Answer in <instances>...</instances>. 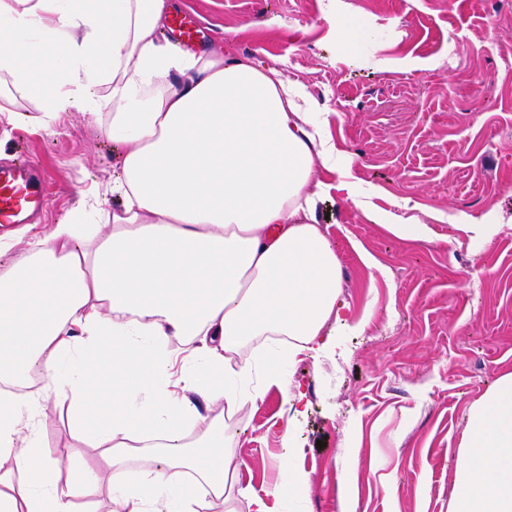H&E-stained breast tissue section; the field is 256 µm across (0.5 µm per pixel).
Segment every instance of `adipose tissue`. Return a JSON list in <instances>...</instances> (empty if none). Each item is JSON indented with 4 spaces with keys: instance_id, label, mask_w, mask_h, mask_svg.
<instances>
[{
    "instance_id": "1",
    "label": "adipose tissue",
    "mask_w": 512,
    "mask_h": 512,
    "mask_svg": "<svg viewBox=\"0 0 512 512\" xmlns=\"http://www.w3.org/2000/svg\"><path fill=\"white\" fill-rule=\"evenodd\" d=\"M169 19V0H0L8 118L30 104L45 129L71 108L103 123L121 198L102 225L74 210L0 272V512H78L104 491L110 512H200V487L227 503L225 411L348 329L316 221L315 168L336 161L317 101L250 57L160 40ZM258 336L273 342L256 359ZM53 394L94 456L47 451ZM300 400L285 394L280 473L254 512L307 490ZM455 481L450 512H512V373L470 406Z\"/></svg>"
}]
</instances>
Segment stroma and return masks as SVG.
Listing matches in <instances>:
<instances>
[{
    "label": "stroma",
    "instance_id": "stroma-1",
    "mask_svg": "<svg viewBox=\"0 0 512 512\" xmlns=\"http://www.w3.org/2000/svg\"><path fill=\"white\" fill-rule=\"evenodd\" d=\"M174 2L201 51L304 84L338 152L317 216L341 267L345 354L284 372L307 402L295 435L308 512H340L347 488L356 512H448L469 407L512 372V0ZM17 158L48 181L28 235L119 201L114 145L88 114L60 113L49 131L0 115V159ZM384 211L430 225L431 239L374 223ZM463 215L504 221L473 244ZM283 401L270 386L227 420L247 490L236 512L278 477ZM43 435L54 456L80 451L55 404Z\"/></svg>",
    "mask_w": 512,
    "mask_h": 512
}]
</instances>
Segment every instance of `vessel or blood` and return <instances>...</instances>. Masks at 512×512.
Returning a JSON list of instances; mask_svg holds the SVG:
<instances>
[{"label": "vessel or blood", "mask_w": 512, "mask_h": 512, "mask_svg": "<svg viewBox=\"0 0 512 512\" xmlns=\"http://www.w3.org/2000/svg\"><path fill=\"white\" fill-rule=\"evenodd\" d=\"M44 202V184L26 162L0 163V224H23Z\"/></svg>", "instance_id": "b4317fda"}]
</instances>
